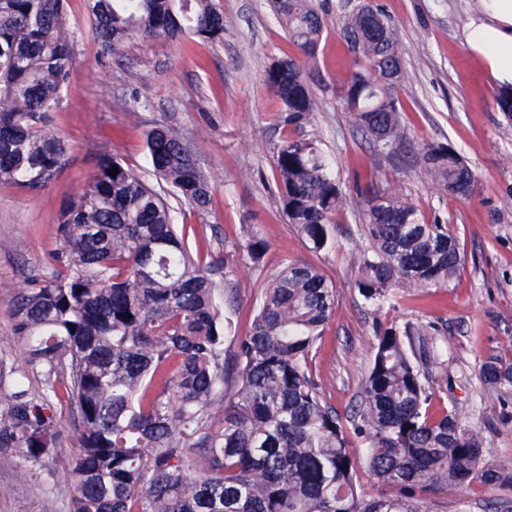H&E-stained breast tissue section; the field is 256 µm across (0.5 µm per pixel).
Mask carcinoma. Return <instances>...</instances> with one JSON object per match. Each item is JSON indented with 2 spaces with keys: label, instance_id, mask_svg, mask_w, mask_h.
<instances>
[{
  "label": "carcinoma",
  "instance_id": "obj_1",
  "mask_svg": "<svg viewBox=\"0 0 512 512\" xmlns=\"http://www.w3.org/2000/svg\"><path fill=\"white\" fill-rule=\"evenodd\" d=\"M271 8L295 54L273 60L265 81L285 122L302 129L315 112L309 63L330 6L271 0ZM84 25L101 57L135 40L224 37L216 0H0V183L42 189L64 167L66 143L49 112ZM337 34L353 59L340 90L345 108L374 146L400 145L404 75L387 73L402 63L395 30L376 4L355 0ZM144 148L170 195L208 209L210 180L183 137L158 124ZM421 161L449 195L472 196L476 177L451 147L428 143ZM273 175L308 251H330L347 196L319 141L283 137ZM356 191L375 242L357 283L365 301L384 304L395 285L447 283L461 262L448 225L429 223L374 177ZM57 231L54 263L14 302L24 370L0 378L14 389L0 408V447L43 467L61 442L53 403L71 412L70 512H429L441 490L512 484L511 474L482 464L478 432L456 411L431 414L436 337L424 330H377L359 401L344 417L324 401L310 364L335 290L318 266L288 262L264 289L249 333L235 338L224 315L235 302L230 270L190 254L188 231L134 169L101 157L62 205ZM245 248L257 264L267 243L253 232ZM32 378L41 391L29 398ZM479 379L508 403L512 363L490 358ZM363 472L385 492L363 497Z\"/></svg>",
  "mask_w": 512,
  "mask_h": 512
}]
</instances>
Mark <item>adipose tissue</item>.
<instances>
[{
	"mask_svg": "<svg viewBox=\"0 0 512 512\" xmlns=\"http://www.w3.org/2000/svg\"><path fill=\"white\" fill-rule=\"evenodd\" d=\"M464 42L498 88H512V0H474Z\"/></svg>",
	"mask_w": 512,
	"mask_h": 512,
	"instance_id": "adipose-tissue-1",
	"label": "adipose tissue"
}]
</instances>
